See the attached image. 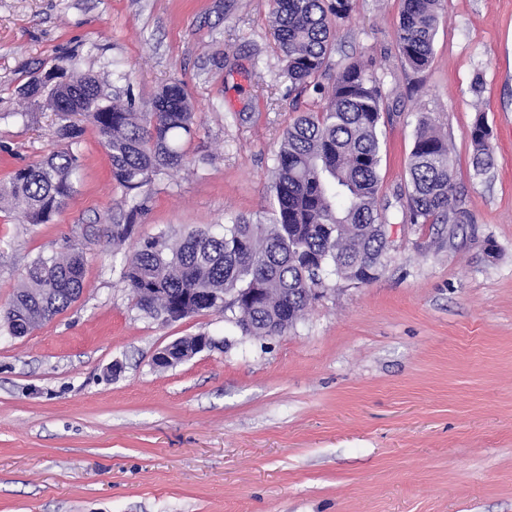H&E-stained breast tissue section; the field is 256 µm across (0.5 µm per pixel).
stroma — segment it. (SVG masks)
<instances>
[{"label":"stroma","mask_w":512,"mask_h":512,"mask_svg":"<svg viewBox=\"0 0 512 512\" xmlns=\"http://www.w3.org/2000/svg\"><path fill=\"white\" fill-rule=\"evenodd\" d=\"M401 9L353 0L320 79L359 60L380 84L384 268L325 276L288 332L244 337L210 312L146 318L123 272L159 234L265 220L284 129L324 104L283 76L271 0H0V181L61 148L46 101L19 94L59 57L139 107L181 84L198 115L187 166L154 176L139 209L89 122L49 223L0 208V303L37 255L86 254L75 303L0 335V512H512V0H442L418 73L397 50ZM422 117L448 140L463 223L403 219ZM116 224L132 227L118 247ZM203 331L219 348L155 367ZM491 130L483 115H478L471 130V167L476 174L487 173L494 167V153L491 147Z\"/></svg>","instance_id":"stroma-1"}]
</instances>
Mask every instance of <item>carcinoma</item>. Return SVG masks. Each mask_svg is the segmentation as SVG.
Returning <instances> with one entry per match:
<instances>
[{
	"label": "carcinoma",
	"instance_id": "carcinoma-1",
	"mask_svg": "<svg viewBox=\"0 0 512 512\" xmlns=\"http://www.w3.org/2000/svg\"><path fill=\"white\" fill-rule=\"evenodd\" d=\"M353 0H273L274 41L293 87L318 84L326 68L332 25L346 19ZM441 0H403L397 27L399 56L421 72L434 56ZM71 72L67 85L50 86L48 103L60 116L56 137L66 148L22 168L0 182V204L22 213L29 224H46L60 209L79 167L83 128L70 121L81 113L95 126L125 194H137L152 177L188 162L182 140L193 134L196 112L180 84L163 87L145 112L122 104L94 77L75 73L71 60L56 66ZM383 97L366 66L351 61L337 73L325 106L299 114L284 130L274 159L273 198L267 222L237 216L221 234L197 228L178 238L164 234L144 241L129 255L125 287L146 317L164 322L175 306L191 301L207 312L231 313L244 336H271L279 322L300 320L311 303L309 289L327 271L357 284L376 280L386 240L380 230V121ZM491 130L478 115L471 130V167H494ZM411 224L459 223L455 176L448 143L419 122L407 163ZM79 253L35 258L20 286L0 306V332L26 336L77 301L83 290ZM154 288L149 307L140 290ZM265 288L238 312L234 296Z\"/></svg>",
	"mask_w": 512,
	"mask_h": 512
}]
</instances>
